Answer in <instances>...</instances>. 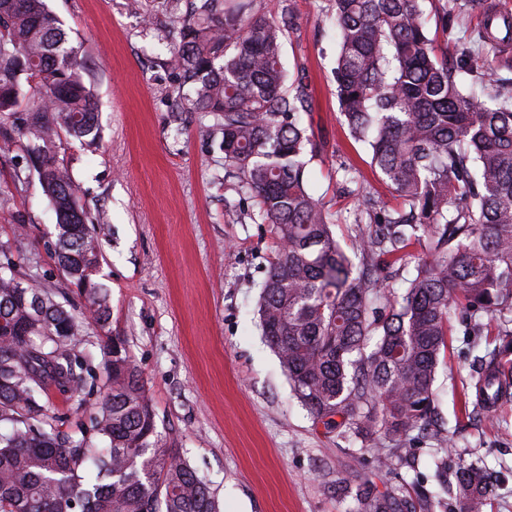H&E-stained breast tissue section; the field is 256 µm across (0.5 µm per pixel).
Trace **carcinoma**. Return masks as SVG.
Masks as SVG:
<instances>
[{
    "instance_id": "carcinoma-1",
    "label": "carcinoma",
    "mask_w": 512,
    "mask_h": 512,
    "mask_svg": "<svg viewBox=\"0 0 512 512\" xmlns=\"http://www.w3.org/2000/svg\"><path fill=\"white\" fill-rule=\"evenodd\" d=\"M172 60L194 112L220 120L224 170L281 243L263 284L262 336L314 422L389 471L433 410L448 319L472 329L512 314V97L479 99L457 80L467 63L448 42L438 0L430 31L421 0H333L336 97L352 139L402 200L355 238L349 256L309 188L306 88L287 85L282 56L290 0H168ZM512 40V14L490 13L481 45ZM28 141L57 217L59 264L103 331L109 385L92 433L62 441L41 403L49 386L82 391L91 370L73 352L84 320L0 264V512H220L208 484L163 442L143 378L111 334V306L88 214L55 158L60 134L91 145L97 102L68 33L45 0H0V121ZM413 242L422 247L397 293L387 284ZM359 258L356 265L353 258ZM489 353L482 398L512 396V374ZM355 512H404L405 500L370 481L351 487ZM459 512H484L493 475L456 472Z\"/></svg>"
}]
</instances>
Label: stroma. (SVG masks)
<instances>
[{
  "mask_svg": "<svg viewBox=\"0 0 512 512\" xmlns=\"http://www.w3.org/2000/svg\"><path fill=\"white\" fill-rule=\"evenodd\" d=\"M47 0L77 47L94 86L100 138L85 146L56 142L89 216L112 306V333L141 371L162 438L214 492L221 512H352V496L336 486L374 480L428 512H457L453 494L438 491L433 432L452 439L449 470L478 461L496 475L486 512H512V398L497 411L477 402L475 357L499 345L500 319L474 335L453 313L435 388L429 435L394 470L377 473L370 458L313 424L259 326L261 285L279 245L256 224L224 179L221 133L208 112L179 100V73L164 38L166 0ZM294 25L284 43L289 83L307 87L304 116L315 152L309 183L322 198L341 244L358 234L364 196L397 201L370 165L365 145L350 139L333 78L334 27L318 18L330 0H290ZM512 13V0H480L453 25L448 53L480 47L482 9ZM460 82L483 98L512 94V42L478 55ZM355 172L356 182L344 179ZM0 262L58 293L67 309L83 301L56 259V216L28 161L26 139L0 123ZM75 352L94 370L83 392L49 389L45 403L62 434L80 437L106 390L102 337L86 326Z\"/></svg>",
  "mask_w": 512,
  "mask_h": 512,
  "instance_id": "35a3bbf8",
  "label": "stroma"
}]
</instances>
